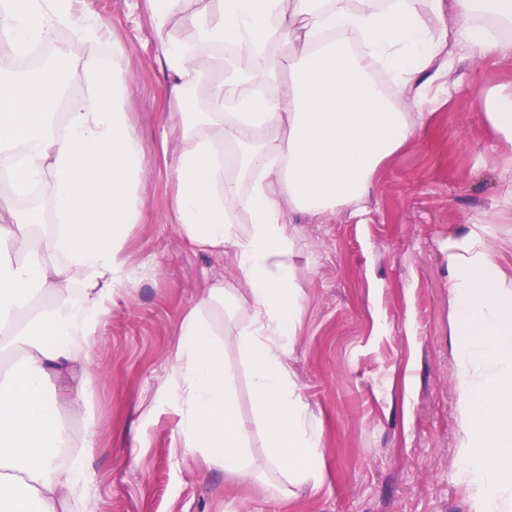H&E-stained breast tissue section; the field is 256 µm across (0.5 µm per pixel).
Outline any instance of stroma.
Segmentation results:
<instances>
[{
	"label": "stroma",
	"instance_id": "obj_1",
	"mask_svg": "<svg viewBox=\"0 0 512 512\" xmlns=\"http://www.w3.org/2000/svg\"><path fill=\"white\" fill-rule=\"evenodd\" d=\"M125 51L129 118L146 156L144 216L126 244L147 275L113 306L90 352L94 439L85 466L97 512H472L458 460L455 313L448 254L481 227L512 274V143L490 125L491 97L512 92V57L456 54L449 91L424 127L376 173L366 212L295 218L293 262L304 309L288 368L323 427L319 486L275 501L201 457L174 460L177 415L157 403L175 330L231 254L194 250L170 209L175 138L156 23L145 0H81ZM226 365L257 466L251 372L236 344Z\"/></svg>",
	"mask_w": 512,
	"mask_h": 512
}]
</instances>
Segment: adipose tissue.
Here are the masks:
<instances>
[{"label": "adipose tissue", "instance_id": "ef3b65f1", "mask_svg": "<svg viewBox=\"0 0 512 512\" xmlns=\"http://www.w3.org/2000/svg\"><path fill=\"white\" fill-rule=\"evenodd\" d=\"M78 0H0V44L18 55L46 43L55 60L22 76L0 69V154L15 157L10 188L48 185L57 220L38 212L0 217V512H96L84 467L91 436L74 439L54 383L74 392L70 410L91 417L84 358L103 315L142 272L124 255L142 217L145 150L126 112L124 50L99 52L105 24ZM168 76L169 118L181 133L173 157L171 208L196 250L232 251L240 287L216 280L179 322L172 372L158 394L179 417V451L243 480L253 466L224 365L225 319L251 367L257 424L283 484L319 482L322 431L288 369L304 294L291 255L294 215L365 211L375 175L423 127L432 82L449 75L455 49L512 56V0H147ZM453 15L433 33L422 10ZM178 20L194 43L166 30ZM76 43L60 45L59 31ZM233 47L243 72L278 91L241 94L218 79L222 58L197 45ZM287 56L273 60L271 47ZM85 54L90 93L63 99L64 66ZM205 86L208 109L186 91ZM65 101L62 128L50 106ZM252 149L244 179L224 173V150ZM457 312L459 455L474 512H512V275L471 231L448 256Z\"/></svg>", "mask_w": 512, "mask_h": 512}]
</instances>
